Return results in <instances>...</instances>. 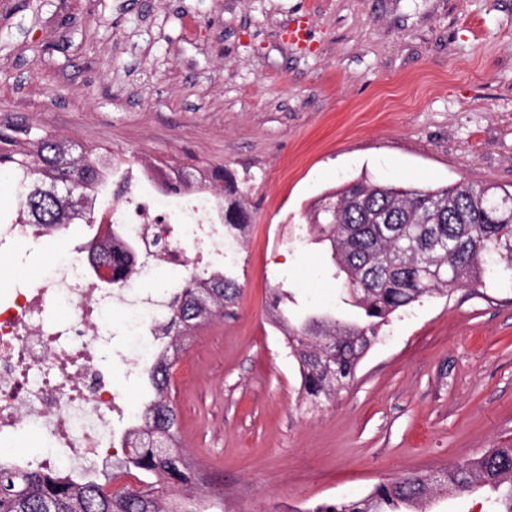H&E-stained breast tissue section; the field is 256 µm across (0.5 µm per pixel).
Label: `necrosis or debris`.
I'll return each mask as SVG.
<instances>
[{"instance_id": "necrosis-or-debris-1", "label": "necrosis or debris", "mask_w": 512, "mask_h": 512, "mask_svg": "<svg viewBox=\"0 0 512 512\" xmlns=\"http://www.w3.org/2000/svg\"><path fill=\"white\" fill-rule=\"evenodd\" d=\"M218 219L217 202L205 191L194 194L176 220L162 195L124 201L108 215L125 239L138 243L134 267L142 277L159 262L188 276L206 260L223 268L224 227ZM58 301L71 306V315L45 324L41 313ZM124 301L106 267L83 264L75 255L60 257L40 279L0 296V444L37 425L52 447L63 449L69 469L91 461L111 466L114 425L125 408L101 369L97 321ZM167 304L163 293L130 304L137 354L124 360L129 373L139 374L153 355Z\"/></svg>"}]
</instances>
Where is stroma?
Masks as SVG:
<instances>
[{
    "instance_id": "35a3bbf8",
    "label": "stroma",
    "mask_w": 512,
    "mask_h": 512,
    "mask_svg": "<svg viewBox=\"0 0 512 512\" xmlns=\"http://www.w3.org/2000/svg\"><path fill=\"white\" fill-rule=\"evenodd\" d=\"M29 122L112 159L194 180L224 166L254 219L230 314L188 336L170 399L199 497L224 512H311L404 475L512 443V280L422 299L382 327L353 380L312 404L275 323L351 319L308 206L366 178L512 186V0H0V123ZM0 250V289L84 244ZM125 313L100 327L101 365L137 412L120 361Z\"/></svg>"
}]
</instances>
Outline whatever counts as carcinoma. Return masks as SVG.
<instances>
[{"label": "carcinoma", "instance_id": "cac0c4a2", "mask_svg": "<svg viewBox=\"0 0 512 512\" xmlns=\"http://www.w3.org/2000/svg\"><path fill=\"white\" fill-rule=\"evenodd\" d=\"M12 175L18 213L25 224H43L52 232L78 221L94 228V216L78 209L66 186L81 179L78 193L94 198L129 187L130 168L106 169L95 154L73 142L48 136L30 124H0V173ZM208 188L224 201V249L239 247L252 212L235 177L220 167ZM306 224L318 240L329 243L333 278L341 280L359 309L354 320L330 313L296 322L283 316L288 347L298 362L306 394L315 400L336 397L354 377L373 338L392 315L425 297L447 295L448 285H480L489 274L512 276V190L496 184L461 183L444 188L352 181L321 196L309 208ZM108 241L95 238L90 259L120 270L115 285L132 276L125 251L110 226ZM235 263L207 277L193 275L171 295L156 358L145 362L146 392L138 417L122 440H135L129 452L112 459V473L64 467L44 471L33 464L0 460V512H205L187 492L172 501L169 493L192 483L194 471L182 456L178 417L169 398L170 372L182 338L233 305L240 284ZM149 476L139 488L104 491L128 469ZM483 487L493 512H512V444L489 448L457 461L433 481L414 474L376 486L357 500L322 503L310 512H418L437 488L464 493Z\"/></svg>", "mask_w": 512, "mask_h": 512}]
</instances>
